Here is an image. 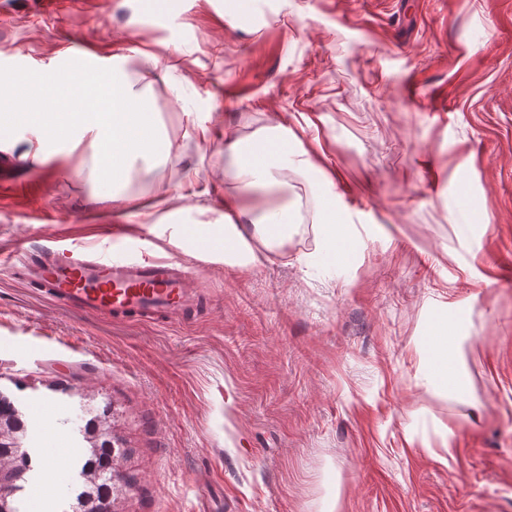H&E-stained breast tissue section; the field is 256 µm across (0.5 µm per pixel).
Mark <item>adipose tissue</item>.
<instances>
[{
    "label": "adipose tissue",
    "instance_id": "ef3b65f1",
    "mask_svg": "<svg viewBox=\"0 0 512 512\" xmlns=\"http://www.w3.org/2000/svg\"><path fill=\"white\" fill-rule=\"evenodd\" d=\"M0 113L12 124L39 127L43 142L25 149L24 158L46 162L50 154L44 142L56 138L67 149L78 148L83 140L95 146L87 172L100 188L102 199L119 202L118 189L127 179L134 159L165 158L169 155L157 114L148 98L131 81L111 69L94 72L76 69H45L16 73L0 79ZM268 154H249V144L229 140L224 150L230 157L240 192L224 198L225 213H243L242 193L256 186H284L283 171L289 161L306 162L304 150L297 148L283 126L262 136ZM251 231L232 222L221 224H177L171 243L199 239L213 260L245 267L255 261L256 247L273 249L287 239L296 223V212L285 204L254 212ZM456 315L440 312L430 326L429 345L421 358L426 377L436 389L460 396L465 388L462 336H449Z\"/></svg>",
    "mask_w": 512,
    "mask_h": 512
}]
</instances>
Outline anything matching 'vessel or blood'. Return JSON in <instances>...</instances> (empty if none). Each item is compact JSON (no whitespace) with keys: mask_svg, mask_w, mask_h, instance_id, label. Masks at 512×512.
Returning a JSON list of instances; mask_svg holds the SVG:
<instances>
[{"mask_svg":"<svg viewBox=\"0 0 512 512\" xmlns=\"http://www.w3.org/2000/svg\"><path fill=\"white\" fill-rule=\"evenodd\" d=\"M33 274L49 300L86 313L168 315L182 310L191 299L189 273L170 259L134 260L105 251L79 254L50 249ZM66 454L56 441L42 449L40 484L45 492H58L65 483Z\"/></svg>","mask_w":512,"mask_h":512,"instance_id":"1","label":"vessel or blood"}]
</instances>
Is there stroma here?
I'll list each match as a JSON object with an SVG mask.
<instances>
[{
    "instance_id": "1",
    "label": "stroma",
    "mask_w": 512,
    "mask_h": 512,
    "mask_svg": "<svg viewBox=\"0 0 512 512\" xmlns=\"http://www.w3.org/2000/svg\"><path fill=\"white\" fill-rule=\"evenodd\" d=\"M0 0V73L83 54L145 90L172 160H137L121 217L77 176L93 148L20 161L0 150V251H134L183 261L199 300L163 319L85 314L0 264V392L33 448H79L82 406L112 404L131 480L118 512H512V0ZM156 57L167 76L141 69ZM287 128L311 166L278 253L232 268L170 244L137 209L186 179L174 224L224 219L237 183L226 137ZM210 129L201 141L199 126ZM350 226L328 262L320 182ZM469 200L459 206L457 189ZM465 308L467 389L421 378L435 309Z\"/></svg>"
}]
</instances>
